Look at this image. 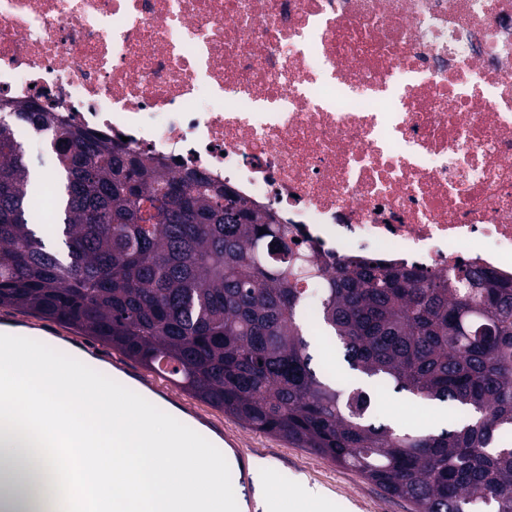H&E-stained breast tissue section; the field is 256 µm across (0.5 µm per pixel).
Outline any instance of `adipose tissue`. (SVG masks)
<instances>
[{"instance_id": "adipose-tissue-1", "label": "adipose tissue", "mask_w": 512, "mask_h": 512, "mask_svg": "<svg viewBox=\"0 0 512 512\" xmlns=\"http://www.w3.org/2000/svg\"><path fill=\"white\" fill-rule=\"evenodd\" d=\"M16 356L0 361V512H67L75 483L106 494L112 512H152L175 497H218L222 461L143 415L86 375L18 341ZM43 366L39 378L30 361ZM150 445L131 444L130 431Z\"/></svg>"}]
</instances>
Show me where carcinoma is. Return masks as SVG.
<instances>
[{
  "label": "carcinoma",
  "mask_w": 512,
  "mask_h": 512,
  "mask_svg": "<svg viewBox=\"0 0 512 512\" xmlns=\"http://www.w3.org/2000/svg\"><path fill=\"white\" fill-rule=\"evenodd\" d=\"M53 208L0 128V306L74 327L253 429L357 471L412 512H512V281L354 258L332 267L271 210L182 178L36 103ZM265 233H260V230ZM361 382L318 370L304 316ZM448 405L437 431L377 419V392Z\"/></svg>",
  "instance_id": "1"
}]
</instances>
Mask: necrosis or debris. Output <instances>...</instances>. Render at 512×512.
<instances>
[{
    "mask_svg": "<svg viewBox=\"0 0 512 512\" xmlns=\"http://www.w3.org/2000/svg\"><path fill=\"white\" fill-rule=\"evenodd\" d=\"M198 173L327 262L512 279V0H0V101Z\"/></svg>",
    "mask_w": 512,
    "mask_h": 512,
    "instance_id": "1",
    "label": "necrosis or debris"
}]
</instances>
